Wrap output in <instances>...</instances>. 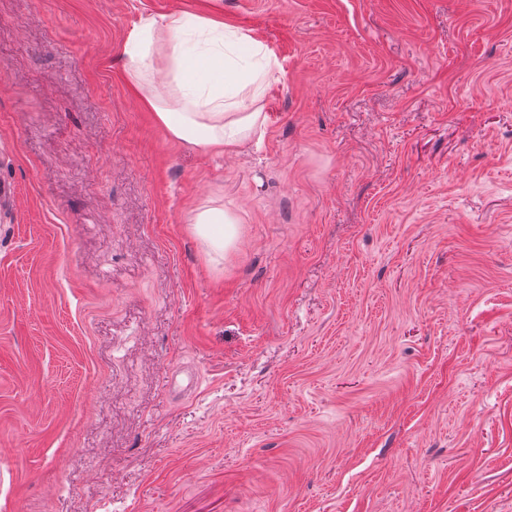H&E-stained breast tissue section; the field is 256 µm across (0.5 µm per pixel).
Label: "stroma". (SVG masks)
I'll return each mask as SVG.
<instances>
[{
    "label": "stroma",
    "instance_id": "stroma-1",
    "mask_svg": "<svg viewBox=\"0 0 512 512\" xmlns=\"http://www.w3.org/2000/svg\"><path fill=\"white\" fill-rule=\"evenodd\" d=\"M184 11L238 153L124 78ZM2 183L0 512H512V0H0ZM223 29V22L190 13L145 19L127 36L124 77L148 88L145 100L172 138L229 154L265 124L257 84L270 62L241 68L225 50L232 54L247 42L224 41ZM191 30L219 37L205 51L190 53L186 35ZM194 231L204 246L207 254L216 258H224V252L232 249L240 232V220L237 215L224 209L203 205L193 217Z\"/></svg>",
    "mask_w": 512,
    "mask_h": 512
}]
</instances>
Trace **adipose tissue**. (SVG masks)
<instances>
[{
	"label": "adipose tissue",
	"mask_w": 512,
	"mask_h": 512,
	"mask_svg": "<svg viewBox=\"0 0 512 512\" xmlns=\"http://www.w3.org/2000/svg\"><path fill=\"white\" fill-rule=\"evenodd\" d=\"M223 29V22L190 13L146 19L127 36L124 77L147 89L148 106L172 138L229 154L265 124L258 83L267 69L240 67ZM192 222L211 257H223L239 238L238 216L224 209L201 206Z\"/></svg>",
	"instance_id": "ef3b65f1"
}]
</instances>
